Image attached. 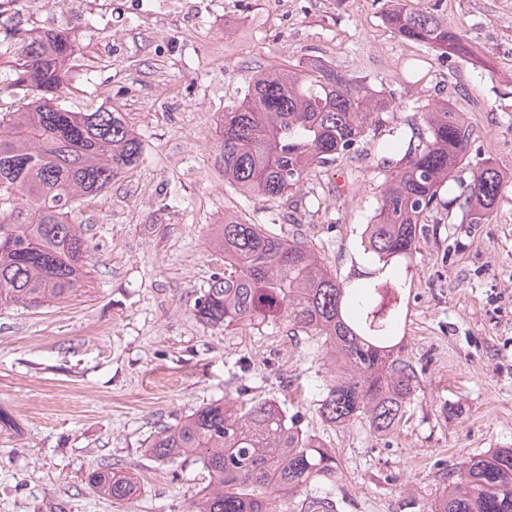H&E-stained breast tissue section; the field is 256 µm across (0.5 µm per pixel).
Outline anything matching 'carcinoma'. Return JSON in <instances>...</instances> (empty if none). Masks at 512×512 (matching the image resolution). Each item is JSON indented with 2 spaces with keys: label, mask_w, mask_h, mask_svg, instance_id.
Here are the masks:
<instances>
[{
  "label": "carcinoma",
  "mask_w": 512,
  "mask_h": 512,
  "mask_svg": "<svg viewBox=\"0 0 512 512\" xmlns=\"http://www.w3.org/2000/svg\"><path fill=\"white\" fill-rule=\"evenodd\" d=\"M388 24L407 41L461 54L462 38L430 14L395 5ZM13 40L0 79V100H29L0 113V306L38 307L75 295L89 273L91 247L70 220L94 197L135 168L143 142L119 108L76 112L62 105L72 93L68 72L75 42L46 30ZM391 102L359 80L321 62L297 72H258L239 105L224 110V179L239 194L288 197L309 173L356 150L381 124ZM380 191L362 234L364 253L386 267L416 253L417 224L441 205V190L469 164L471 131L447 104H436ZM503 178L491 161L470 182L457 183L448 206L470 224L494 213ZM224 267L193 304L211 327L276 326L315 336L343 372L326 383L315 410L331 426L356 421L383 436L402 422L420 391L416 365L395 334L401 295L379 285L352 288L300 239L279 237L263 224L224 216L217 244ZM152 456L175 464L196 456L210 488L193 512H275L271 494L336 480V452L288 423L280 404L247 399L201 406L154 437ZM88 482L114 500L132 496L136 482L105 465ZM430 512H512V448H496L448 470V487Z\"/></svg>",
  "instance_id": "obj_1"
}]
</instances>
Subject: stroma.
I'll return each mask as SVG.
<instances>
[{"instance_id": "35a3bbf8", "label": "stroma", "mask_w": 512, "mask_h": 512, "mask_svg": "<svg viewBox=\"0 0 512 512\" xmlns=\"http://www.w3.org/2000/svg\"><path fill=\"white\" fill-rule=\"evenodd\" d=\"M459 32L468 55L405 41L387 0H19L7 28L67 32L75 110L117 107L144 142L139 165L75 212L95 247L69 300L0 307V512H192L208 478L187 458L163 464L149 441L193 409L246 390L299 414L298 428L336 451L335 481L276 496L304 512L322 495L338 512H430L450 465L512 447V0H404ZM316 58L368 83L393 106L337 165L294 197L239 201L224 180L221 117L259 70ZM445 100L473 130L470 181L496 163L504 191L490 223L458 208L427 217L411 260L387 268L360 233L389 165ZM301 238L338 278L387 282L407 298L404 343L421 390L393 433L333 428L312 401L332 372L314 338L287 327L217 329L193 303L223 267L224 217ZM132 474L130 498L97 495L89 473Z\"/></svg>"}]
</instances>
